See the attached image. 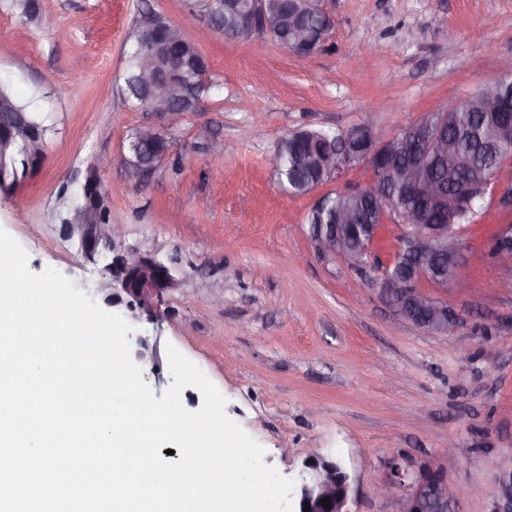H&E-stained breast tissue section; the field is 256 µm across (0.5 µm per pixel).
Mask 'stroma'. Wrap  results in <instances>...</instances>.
Returning <instances> with one entry per match:
<instances>
[{"mask_svg":"<svg viewBox=\"0 0 512 512\" xmlns=\"http://www.w3.org/2000/svg\"><path fill=\"white\" fill-rule=\"evenodd\" d=\"M23 16L0 0V85L29 103L47 128L42 164L14 193L0 192V228L39 273L54 268L103 302L100 264L89 262L61 219L79 203L96 157L121 245L153 253L177 281L157 303L158 322L133 321L149 337L141 362L155 397L172 382L175 346L219 388L225 412L266 451L265 464L301 481L321 455L350 476V512H399L376 495L400 464L406 481L456 442L449 491L457 512H498L512 457V269L486 257L489 229L512 222L491 187L463 229L465 261L447 288L431 289L464 319L431 334L398 322L340 256H321L307 216L327 193L367 185L358 165L302 196L266 164L300 128L374 125L386 135L512 75V0H322L331 28L305 58L272 40L228 41L191 0H39ZM192 40L219 89L168 129L170 160L115 195L127 140L153 113L128 108L122 74L141 9ZM211 127L224 143L211 161L195 137ZM470 346L460 356L459 344Z\"/></svg>","mask_w":512,"mask_h":512,"instance_id":"35a3bbf8","label":"stroma"}]
</instances>
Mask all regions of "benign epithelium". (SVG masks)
<instances>
[{"mask_svg":"<svg viewBox=\"0 0 512 512\" xmlns=\"http://www.w3.org/2000/svg\"><path fill=\"white\" fill-rule=\"evenodd\" d=\"M237 25L224 32L229 40L270 37V24L264 8L248 0V5H237ZM323 41V34L310 24L298 25L282 47L294 55L307 57L316 52ZM168 78L161 80L158 73L148 70L142 81L151 101L150 111L163 125L149 124L142 127V140L153 141L162 126L176 123L181 113L173 110L175 102L183 98L191 85L187 78V65L182 59L166 62ZM464 104L472 112L487 116L483 137L492 142L512 135V126L502 120L505 112L512 111V98L505 96L498 81L485 85L479 92L462 102L449 103L448 110ZM444 122H428L424 130L414 136L387 137L372 126H360L343 135V147L338 152H322L317 164L325 181L340 179L353 166L364 163L370 170L377 166L393 172L406 194L413 199H423L435 210L448 206V192L444 185L430 173L432 161L442 159L448 152V135ZM168 158L160 154L148 160L132 161L123 158L126 180L124 186L138 185L151 176ZM491 183L508 188L501 204L512 207V170L500 167L494 172ZM359 221L357 210L344 209L338 215V223L327 228H318L311 233L315 250L324 256L343 257L371 286L392 315L400 322L413 325L424 331L431 328L438 332L448 331V326L458 327L463 319L448 309L445 299L432 297L424 291L423 284L448 286L452 278L440 264H430V259L445 252L463 259L458 227L446 224H417L415 215L399 218V233L396 247L385 262L372 256L373 245L385 228L383 224L373 226L370 236L360 250L352 249L345 228ZM64 234L77 239L90 262H97L101 249L111 253L103 271L108 275L105 302L114 307L125 305L131 317L156 319L154 302L162 294L176 286L169 267L156 259L155 255L139 249H128L114 253L115 243L122 239L120 224H71L62 221ZM458 461L456 446L448 444V453L426 466L412 481L409 493L401 499L400 512H423L433 508L435 512H455L457 496L448 493V468ZM308 477L293 490L294 512H304L309 505L311 512H349L347 503L351 491L349 474L336 462L321 456H311L305 461ZM390 481L378 486L384 496L397 494L402 487L404 473L397 464L392 466ZM330 499L331 507L322 506L321 500ZM500 499L503 512H512V465L507 467L500 479Z\"/></svg>","mask_w":512,"mask_h":512,"instance_id":"benign-epithelium-1","label":"benign epithelium"}]
</instances>
